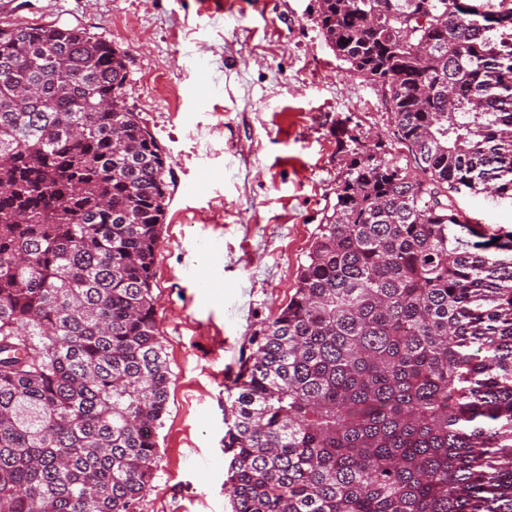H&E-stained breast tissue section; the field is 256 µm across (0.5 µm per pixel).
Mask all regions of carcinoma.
I'll return each instance as SVG.
<instances>
[{
    "instance_id": "cac0c4a2",
    "label": "carcinoma",
    "mask_w": 512,
    "mask_h": 512,
    "mask_svg": "<svg viewBox=\"0 0 512 512\" xmlns=\"http://www.w3.org/2000/svg\"><path fill=\"white\" fill-rule=\"evenodd\" d=\"M405 164L349 137L294 293L233 380L232 512H512V0H319ZM79 27H0V512H136L170 369V163ZM482 241H477V238ZM455 201L459 210L473 222L504 227L506 230L512 227V199L509 197H498L486 192H465L456 195Z\"/></svg>"
}]
</instances>
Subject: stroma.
I'll return each instance as SVG.
<instances>
[{"label":"stroma","mask_w":512,"mask_h":512,"mask_svg":"<svg viewBox=\"0 0 512 512\" xmlns=\"http://www.w3.org/2000/svg\"><path fill=\"white\" fill-rule=\"evenodd\" d=\"M18 2L0 23L78 26L125 53L126 105L171 162L153 288L171 382L137 512H231L227 387L293 293L351 137L400 153L391 118L326 44L318 0ZM456 205L512 227L511 198L465 192Z\"/></svg>","instance_id":"stroma-1"}]
</instances>
